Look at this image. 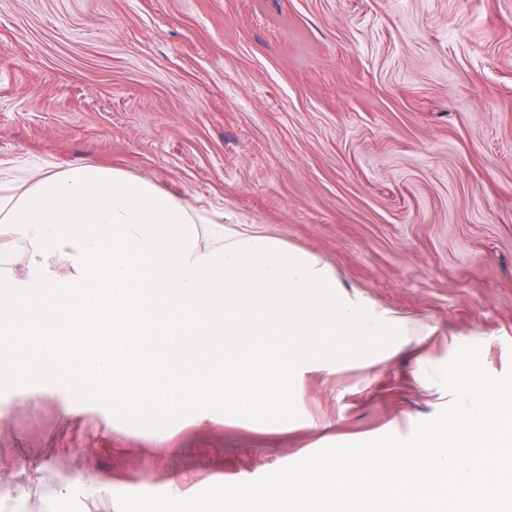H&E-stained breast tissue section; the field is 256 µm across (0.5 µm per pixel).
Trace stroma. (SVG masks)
Here are the masks:
<instances>
[{
	"mask_svg": "<svg viewBox=\"0 0 512 512\" xmlns=\"http://www.w3.org/2000/svg\"><path fill=\"white\" fill-rule=\"evenodd\" d=\"M84 160L311 251L376 306L432 328L434 367H512V0H0V185ZM402 350L309 374L294 429L145 428L119 379L76 394L0 363V495L46 512L255 480L331 444L408 437L449 405ZM76 412L63 416L61 405ZM112 481L94 504L89 472Z\"/></svg>",
	"mask_w": 512,
	"mask_h": 512,
	"instance_id": "obj_1",
	"label": "stroma"
}]
</instances>
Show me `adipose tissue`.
Wrapping results in <instances>:
<instances>
[{
	"instance_id": "obj_1",
	"label": "adipose tissue",
	"mask_w": 512,
	"mask_h": 512,
	"mask_svg": "<svg viewBox=\"0 0 512 512\" xmlns=\"http://www.w3.org/2000/svg\"><path fill=\"white\" fill-rule=\"evenodd\" d=\"M47 329L93 351L98 373H124V404L148 427L229 423L244 392L268 408L296 402L308 373L379 362L408 334L320 256L92 161L0 195V352L42 369L12 338Z\"/></svg>"
}]
</instances>
